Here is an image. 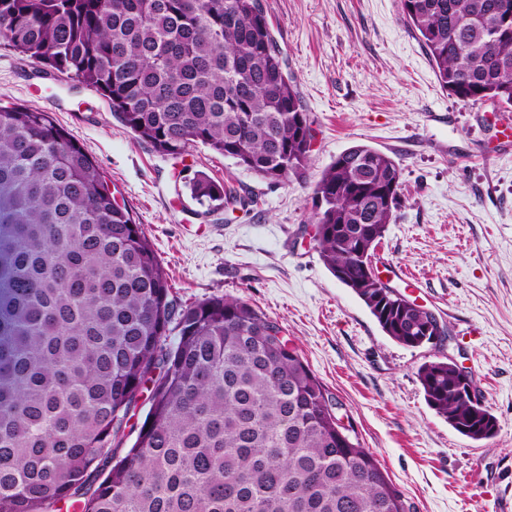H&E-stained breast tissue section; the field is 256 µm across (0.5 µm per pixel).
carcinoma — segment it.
Returning <instances> with one entry per match:
<instances>
[{
  "label": "carcinoma",
  "mask_w": 512,
  "mask_h": 512,
  "mask_svg": "<svg viewBox=\"0 0 512 512\" xmlns=\"http://www.w3.org/2000/svg\"><path fill=\"white\" fill-rule=\"evenodd\" d=\"M401 8L448 95L512 106V0ZM0 41L95 90L162 156L201 145L306 183L308 115L260 0H0ZM104 178L49 113L0 105V512H412L275 322L233 296L176 301ZM401 179L392 157L352 146L322 170L312 223L336 279L419 347L430 314L378 287L364 259ZM190 190L208 210L252 202L203 174ZM417 375L455 431L495 436L453 360Z\"/></svg>",
  "instance_id": "obj_1"
}]
</instances>
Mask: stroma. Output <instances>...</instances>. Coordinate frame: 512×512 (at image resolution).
I'll list each match as a JSON object with an SVG mask.
<instances>
[{"instance_id": "stroma-1", "label": "stroma", "mask_w": 512, "mask_h": 512, "mask_svg": "<svg viewBox=\"0 0 512 512\" xmlns=\"http://www.w3.org/2000/svg\"><path fill=\"white\" fill-rule=\"evenodd\" d=\"M312 130L306 185L263 180L206 147L163 156L94 90L0 45V104L49 112L97 162L142 224L185 304L242 298L343 406L364 447L415 512H512V110L448 95L400 0H261ZM402 169L395 217L377 246L389 286L448 334L417 348L382 332L324 265L313 187L351 146ZM255 199L205 212L195 175ZM449 358L469 372L497 421L461 436L426 403L417 372Z\"/></svg>"}]
</instances>
